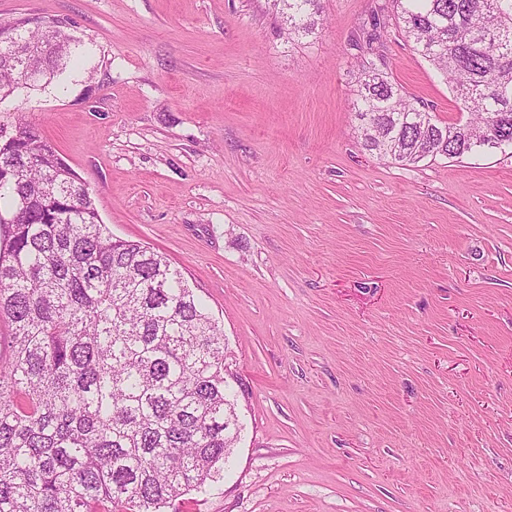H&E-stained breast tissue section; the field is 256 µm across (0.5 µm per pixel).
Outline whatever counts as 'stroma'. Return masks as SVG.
<instances>
[{
    "mask_svg": "<svg viewBox=\"0 0 512 512\" xmlns=\"http://www.w3.org/2000/svg\"><path fill=\"white\" fill-rule=\"evenodd\" d=\"M382 0H0L76 41L0 103L85 180L114 237L179 267L228 347L241 426L182 512H512V154L405 166L361 144ZM466 120L396 23L369 54ZM276 8L282 4L288 10L287 21L289 30L302 35L313 33L321 17L320 0H274ZM284 14V11L282 12Z\"/></svg>",
    "mask_w": 512,
    "mask_h": 512,
    "instance_id": "obj_1",
    "label": "stroma"
}]
</instances>
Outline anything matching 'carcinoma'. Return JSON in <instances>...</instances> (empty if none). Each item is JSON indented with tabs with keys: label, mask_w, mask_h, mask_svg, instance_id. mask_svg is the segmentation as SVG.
Here are the masks:
<instances>
[{
	"label": "carcinoma",
	"mask_w": 512,
	"mask_h": 512,
	"mask_svg": "<svg viewBox=\"0 0 512 512\" xmlns=\"http://www.w3.org/2000/svg\"><path fill=\"white\" fill-rule=\"evenodd\" d=\"M312 33L320 0H274ZM414 50L450 84L465 122L361 63L358 132L397 163L512 139V0H391ZM0 26V94L63 73L54 24ZM23 53L3 59L16 44ZM0 512H171L203 493L239 439L224 336L180 269L112 236L83 179L40 129L0 120Z\"/></svg>",
	"instance_id": "cac0c4a2"
}]
</instances>
